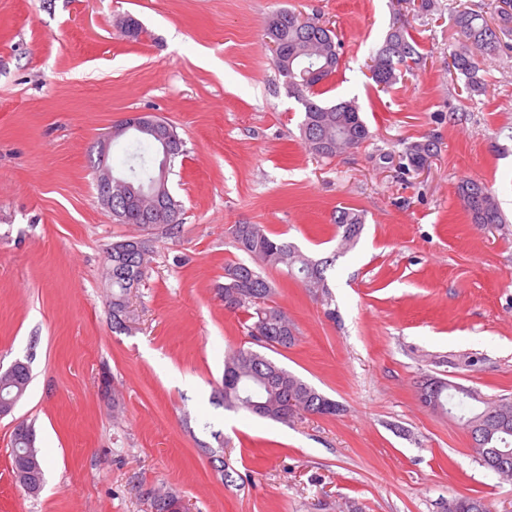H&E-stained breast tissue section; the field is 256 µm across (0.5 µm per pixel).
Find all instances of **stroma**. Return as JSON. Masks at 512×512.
Wrapping results in <instances>:
<instances>
[{"instance_id":"35a3bbf8","label":"stroma","mask_w":512,"mask_h":512,"mask_svg":"<svg viewBox=\"0 0 512 512\" xmlns=\"http://www.w3.org/2000/svg\"><path fill=\"white\" fill-rule=\"evenodd\" d=\"M499 3L0 0V369L21 360L33 376L0 416V512H153L158 490L184 512H444L462 495L512 512V479L418 396L425 375L512 396V37L481 56L484 92L448 69L455 11L492 20ZM284 7L335 29L340 65L321 89L357 102L361 146L331 158L303 147V108L264 34ZM128 15L140 41L119 31ZM395 23L422 61L383 90L368 64ZM131 112L185 142L168 181L183 222L155 235L120 332L107 248L136 228L99 204L90 156ZM428 142L410 168L407 148ZM466 180L490 189L505 224L473 223ZM343 207L364 228L339 256ZM235 224L334 257L327 298L266 276L298 336L274 361L340 413L284 424L214 404L226 351L251 345L220 293L225 263L242 257ZM19 422L47 462L35 495L11 470Z\"/></svg>"}]
</instances>
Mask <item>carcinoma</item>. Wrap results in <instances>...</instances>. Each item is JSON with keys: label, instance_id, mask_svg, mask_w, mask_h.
Segmentation results:
<instances>
[{"label": "carcinoma", "instance_id": "obj_1", "mask_svg": "<svg viewBox=\"0 0 512 512\" xmlns=\"http://www.w3.org/2000/svg\"><path fill=\"white\" fill-rule=\"evenodd\" d=\"M318 19L303 17L291 9H281L267 22L266 38L284 49L283 56L273 60L281 76L288 77V93L303 108L300 124L304 148L319 157H331L352 149L370 137L355 101L336 104L319 98L317 87L335 73L339 65L336 33L328 27H317ZM454 24L462 42L450 54L448 70L466 78L471 94L481 91L483 79L477 54H494L503 44V37L512 35V0H501L498 20L490 25L480 14L460 9L455 11ZM419 60L415 42L408 40L400 26H392L382 46L369 65L374 82L386 88L400 77V68ZM464 206L477 224L503 223L501 210L488 189L480 182L466 181L459 187ZM178 212L167 216L164 224L139 223L137 207L124 200L121 193L112 195V217L120 224H134L143 232L112 242L107 249L108 287L112 288V324L127 329L130 320L129 296L139 287L152 261V245L147 235L155 230L174 233L182 224ZM335 223L340 241L337 252L352 249L363 230V217L353 209L336 211ZM235 247L247 254L252 263L231 261L224 265V304L229 310H244L247 335L259 347L274 351L288 349L297 342L296 329L287 314L273 300L275 288L262 275L271 269L301 282L309 292L330 295L326 272L332 262L317 259L303 252L295 243L273 237L263 224H235L230 230ZM31 374L23 363L13 372L0 373V409L15 406L25 394ZM218 404L226 409L243 410L276 422L290 423L304 414L334 415L339 404L317 391L284 366L251 348L229 350L224 357V385ZM462 426L473 439L472 448L483 467L500 473L493 465L497 457L486 452L499 448L512 453V399L507 402L484 403L461 417ZM12 461L24 465L32 473L31 492H40L44 481L45 459L35 447V432L29 425L12 439Z\"/></svg>", "mask_w": 512, "mask_h": 512}]
</instances>
